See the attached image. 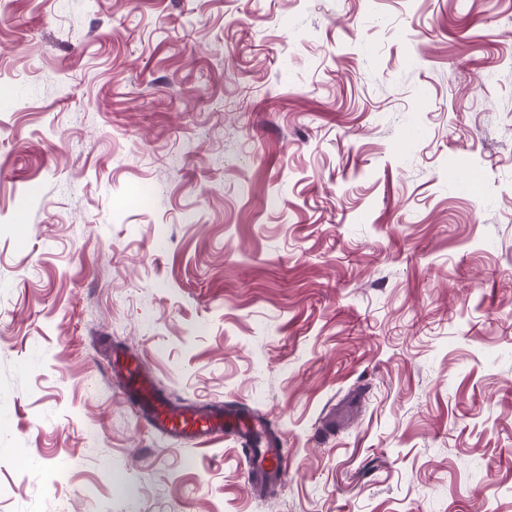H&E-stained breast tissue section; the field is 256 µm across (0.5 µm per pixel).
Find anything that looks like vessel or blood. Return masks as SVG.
<instances>
[{
	"label": "vessel or blood",
	"mask_w": 512,
	"mask_h": 512,
	"mask_svg": "<svg viewBox=\"0 0 512 512\" xmlns=\"http://www.w3.org/2000/svg\"><path fill=\"white\" fill-rule=\"evenodd\" d=\"M111 373L127 386L154 431L199 444L236 436L246 449L249 477L265 484L285 477L288 464L267 438L262 419H243L221 404L192 408L173 402L157 391L151 373L139 359L128 355L115 358Z\"/></svg>",
	"instance_id": "1"
}]
</instances>
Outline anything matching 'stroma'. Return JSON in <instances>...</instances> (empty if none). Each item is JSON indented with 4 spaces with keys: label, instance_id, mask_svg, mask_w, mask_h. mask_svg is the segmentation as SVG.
I'll list each match as a JSON object with an SVG mask.
<instances>
[{
    "label": "stroma",
    "instance_id": "1",
    "mask_svg": "<svg viewBox=\"0 0 512 512\" xmlns=\"http://www.w3.org/2000/svg\"><path fill=\"white\" fill-rule=\"evenodd\" d=\"M0 512H512V0H0ZM111 373L122 380L144 411L150 427L174 439L209 443L224 435L236 436L246 448L249 477L262 483H274L285 477L287 461L266 436L262 419L245 420L224 404L211 408H192L173 402L160 394L153 376L139 359L123 353L115 357Z\"/></svg>",
    "mask_w": 512,
    "mask_h": 512
}]
</instances>
